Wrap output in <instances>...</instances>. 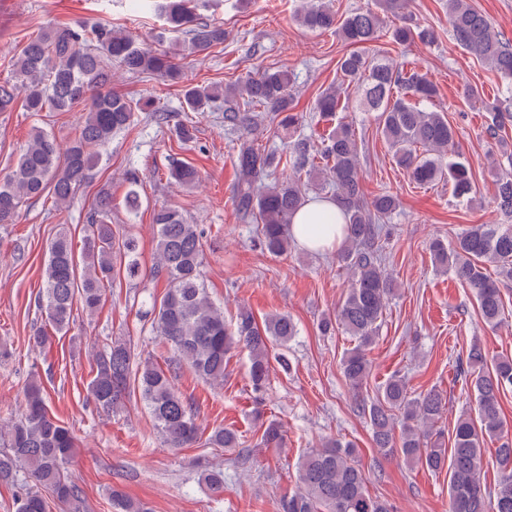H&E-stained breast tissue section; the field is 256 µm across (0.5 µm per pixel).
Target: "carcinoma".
Returning a JSON list of instances; mask_svg holds the SVG:
<instances>
[{
	"mask_svg": "<svg viewBox=\"0 0 512 512\" xmlns=\"http://www.w3.org/2000/svg\"><path fill=\"white\" fill-rule=\"evenodd\" d=\"M404 5L405 0H378L377 9L356 10L339 20L323 0H305L296 19L310 31L336 29L344 41L365 47L379 39L381 13L396 16ZM161 11L171 28L184 33L193 53L224 42V28L197 19L194 0H167ZM448 24L456 43L488 65L504 84L493 105L489 129L492 138L502 141V132L512 124V43L468 0H448ZM392 38L399 44L415 38L432 44L437 33L429 27L414 32L401 26L393 30ZM114 70L173 80L179 64L166 53L135 45L108 25L46 28L19 50L11 76L0 80V112L13 111L19 102L28 112H68L79 102L87 107L80 115V136L71 145L63 148L54 136L37 130L20 149L16 165L0 175V224L13 223L23 203L46 193L58 206L71 202L90 179L93 149L128 129L135 113L155 111L149 98L133 100L113 92ZM339 73L340 84L325 89L316 100L321 120L331 122L337 113L347 111L340 85L356 83L361 88L362 110L373 113L396 165L414 183L446 182L459 198L473 193L474 173L456 150L453 127L444 113L428 107L437 88L427 74L405 60L358 52L341 58ZM290 82L288 71L268 68L246 74L225 90V120L250 134L257 126L253 112L260 108L288 135V177L263 192L259 185L280 161L253 139L240 142L238 211L257 224L260 245L267 252L285 254L294 242L291 218L309 198L304 179L326 177L335 187L329 199L336 203L345 224L336 261L348 274V287L335 313L321 319L320 329L327 333L339 327L355 339L340 369L370 428L374 447L385 456H398L433 473L447 471L449 512H512V437L505 431L501 406L502 396L512 390V357L491 356L477 343L470 346L465 373L473 390V405L458 416L450 449L444 437L433 432L447 406L442 391L430 388L414 395L406 379L395 374L376 394L363 392L371 373L367 351L379 336L395 288L385 268L386 243L388 224L400 200L386 191L366 192L360 175V143L352 124L338 122L319 144L297 133L304 116L294 111ZM182 97L189 111L204 112L218 97V89L187 84ZM503 157L506 163L495 166L493 195L500 222L473 224L452 245L439 237L429 245L435 264L471 291L481 319L493 328L501 324L504 310L496 277H512V153L505 152ZM169 175L181 185H191L198 177L196 169L186 163L174 166ZM154 224V275L167 281V291L154 301L151 313L158 336L176 354L175 367L186 364L203 381L219 384L224 381L231 350L241 348L248 353L250 386L263 391L271 372L270 347L275 342L285 347L297 335L293 319L276 314L260 323L250 309L241 307L233 320L226 321L224 310L211 299L202 279L203 231L168 206L155 213ZM119 261L127 277L139 275L134 240L119 235L112 226V197L103 192L90 212L80 252H75L65 229L47 247L42 300L52 331L67 332L77 308L93 313L101 306ZM490 265L496 274L488 271ZM49 331L35 330L29 337L30 347L46 348ZM92 367L88 391L96 407L108 411L137 390L170 447L237 448L240 458H249L235 430L216 426L205 432L192 403L176 390L172 376L146 359H136L125 341L106 344L93 356ZM260 429V444L282 447L279 422H263ZM0 434L6 442L0 450V483H33L17 496L16 512H47L41 487L50 490L69 512H81L83 489L65 475V465L76 451V437L49 412L41 384L28 382L17 416L0 424ZM488 439L500 441L496 453L501 471L492 491L480 477ZM201 482L212 494L221 495L224 470L205 469ZM111 499L113 512H152L148 504L118 490L111 491ZM279 512H393V508L370 495L356 448L340 439H326L302 456L299 486L280 497Z\"/></svg>",
	"mask_w": 512,
	"mask_h": 512,
	"instance_id": "obj_1",
	"label": "carcinoma"
}]
</instances>
